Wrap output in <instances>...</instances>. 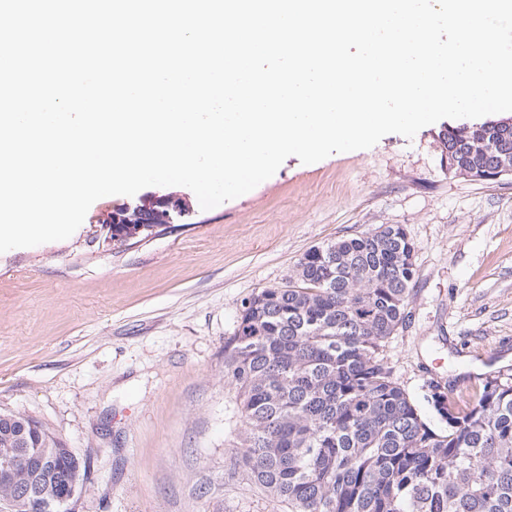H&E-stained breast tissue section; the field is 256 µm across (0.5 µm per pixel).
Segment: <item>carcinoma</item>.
<instances>
[{"label":"carcinoma","instance_id":"carcinoma-1","mask_svg":"<svg viewBox=\"0 0 512 512\" xmlns=\"http://www.w3.org/2000/svg\"><path fill=\"white\" fill-rule=\"evenodd\" d=\"M459 168L512 160V132L467 124L441 138ZM162 202L112 224H166ZM414 243L398 224L306 251L288 281L242 302L224 344L237 388L240 447L229 470L283 512H512V378L455 400L428 381L433 426L395 377L384 348L408 321ZM29 444L64 447L44 425Z\"/></svg>","mask_w":512,"mask_h":512}]
</instances>
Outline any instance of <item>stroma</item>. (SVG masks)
I'll list each match as a JSON object with an SVG mask.
<instances>
[{"label": "stroma", "instance_id": "35a3bbf8", "mask_svg": "<svg viewBox=\"0 0 512 512\" xmlns=\"http://www.w3.org/2000/svg\"><path fill=\"white\" fill-rule=\"evenodd\" d=\"M442 119L314 164L287 158L204 210L183 186L94 202L66 240L0 253V413L48 427L88 465L70 512H281L228 472L239 442L224 343L243 299L304 252L380 225L415 246L410 319L385 356L414 401L512 374V175L448 172ZM171 194L172 223L116 240L112 212Z\"/></svg>", "mask_w": 512, "mask_h": 512}]
</instances>
